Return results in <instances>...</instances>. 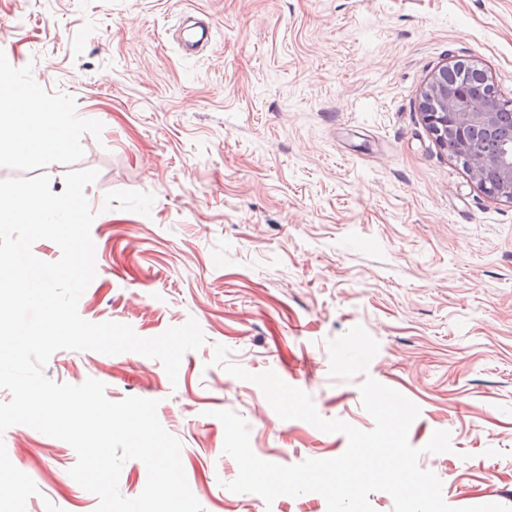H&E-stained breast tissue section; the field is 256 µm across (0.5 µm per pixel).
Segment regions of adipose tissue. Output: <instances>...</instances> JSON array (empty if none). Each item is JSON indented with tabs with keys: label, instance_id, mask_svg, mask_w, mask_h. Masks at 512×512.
Masks as SVG:
<instances>
[{
	"label": "adipose tissue",
	"instance_id": "adipose-tissue-1",
	"mask_svg": "<svg viewBox=\"0 0 512 512\" xmlns=\"http://www.w3.org/2000/svg\"><path fill=\"white\" fill-rule=\"evenodd\" d=\"M64 141V132L55 119L42 117L27 95L9 99L6 114H0V156L22 150L45 152Z\"/></svg>",
	"mask_w": 512,
	"mask_h": 512
}]
</instances>
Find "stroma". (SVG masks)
Returning a JSON list of instances; mask_svg holds the SVG:
<instances>
[{
	"instance_id": "1",
	"label": "stroma",
	"mask_w": 512,
	"mask_h": 512,
	"mask_svg": "<svg viewBox=\"0 0 512 512\" xmlns=\"http://www.w3.org/2000/svg\"><path fill=\"white\" fill-rule=\"evenodd\" d=\"M189 11L212 30L195 55L177 39ZM459 61L512 99V0H0V72L38 85L67 131L59 150L1 162L0 180L45 173L59 194L67 171L99 172L80 316L143 337L192 317L207 338L174 382L131 352L60 350L45 374L158 400L203 512H327L314 492L269 506L226 489L238 466L216 411L281 465L347 439L280 419L211 359L224 345L368 431L362 379H332L326 347L359 325L379 344L369 376L420 408L410 444L450 434V452L419 458L444 501L512 506V201L481 191L419 106ZM0 440L38 489L28 512H95L68 443L21 424Z\"/></svg>"
}]
</instances>
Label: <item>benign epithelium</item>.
I'll list each match as a JSON object with an SVG mask.
<instances>
[{
  "instance_id": "7a95c632",
  "label": "benign epithelium",
  "mask_w": 512,
  "mask_h": 512,
  "mask_svg": "<svg viewBox=\"0 0 512 512\" xmlns=\"http://www.w3.org/2000/svg\"><path fill=\"white\" fill-rule=\"evenodd\" d=\"M511 107L500 99L497 88L482 92L467 80L448 86V66L439 67L422 92L420 109L425 124L436 143L446 149L456 148L454 160L477 181L481 190L493 198L512 201V130L503 126L498 107ZM499 148V183L489 186L482 181L485 146Z\"/></svg>"
}]
</instances>
